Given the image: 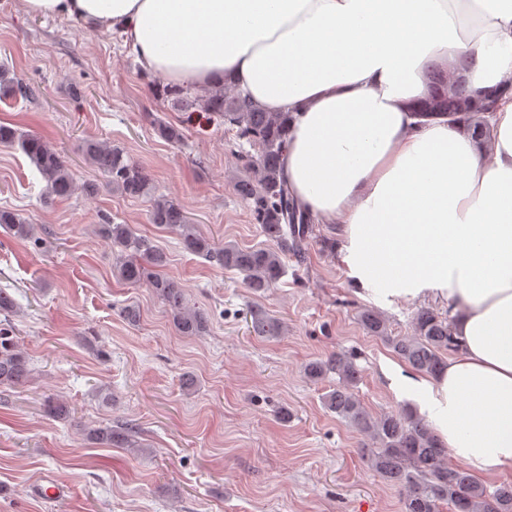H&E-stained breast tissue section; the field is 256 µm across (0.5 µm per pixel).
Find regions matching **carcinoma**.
<instances>
[{"mask_svg":"<svg viewBox=\"0 0 512 512\" xmlns=\"http://www.w3.org/2000/svg\"><path fill=\"white\" fill-rule=\"evenodd\" d=\"M0 91L5 96L28 99L33 88L0 70ZM161 96L173 99L185 109L197 106L224 118L237 129L240 139L258 148L249 160L254 176L242 178L236 191L249 202L261 233L270 242L265 247L244 249L234 243L214 245L197 226L187 220L184 209L163 196H154L153 185L145 170L119 147L98 140H87L83 153L88 164L104 179V184L130 198H153L150 221L178 232L183 249L202 256L226 269L244 275L246 287L259 293L278 282L285 274L284 259L301 260L308 249L312 214L288 195L283 175L288 117L282 112H268L234 92L232 81L224 80L218 88L193 97L187 88L157 89ZM466 102L465 91L448 94L442 83L435 82L433 93L422 107L425 115L459 112ZM0 146L22 151L46 182L45 192L66 199L76 191V177L68 163L42 137L0 124ZM0 227L25 238L32 226L23 223L12 210L0 209ZM99 234L109 243L117 260L120 279L130 285L147 284L165 305L172 324L182 336H202L209 330L207 314L187 304L180 283L164 274L166 253L130 224L107 222L98 225ZM363 328L382 339L393 352L415 371L438 376L446 365V354L459 346L448 318L429 308L413 317V335L393 336L386 319L372 310L359 314ZM282 323L260 309L251 312L250 332L259 337L282 334ZM305 375L318 382L329 374L339 377L336 389L324 399L326 407L369 440L365 455L367 466L386 481L404 490V512H512V484L493 491L474 479L468 470L448 462V447L440 441L433 427L418 410L406 405L397 412L370 414L354 393L360 370L354 358L334 353L309 362ZM29 362L12 337L0 331V386L16 387L29 377ZM138 428L132 424L103 427L88 432V439L108 448H138Z\"/></svg>","mask_w":512,"mask_h":512,"instance_id":"cac0c4a2","label":"carcinoma"}]
</instances>
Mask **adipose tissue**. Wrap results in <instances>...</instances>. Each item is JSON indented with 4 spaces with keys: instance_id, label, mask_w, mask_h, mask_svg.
I'll use <instances>...</instances> for the list:
<instances>
[{
    "instance_id": "1",
    "label": "adipose tissue",
    "mask_w": 512,
    "mask_h": 512,
    "mask_svg": "<svg viewBox=\"0 0 512 512\" xmlns=\"http://www.w3.org/2000/svg\"><path fill=\"white\" fill-rule=\"evenodd\" d=\"M120 33L175 86L232 77L288 115L284 178L339 221L352 274L389 296L438 294L461 341L438 378L405 377L474 473L512 469V0H22ZM465 108L420 113L430 75ZM496 111L482 113L485 100ZM490 128L476 137L472 120Z\"/></svg>"
}]
</instances>
